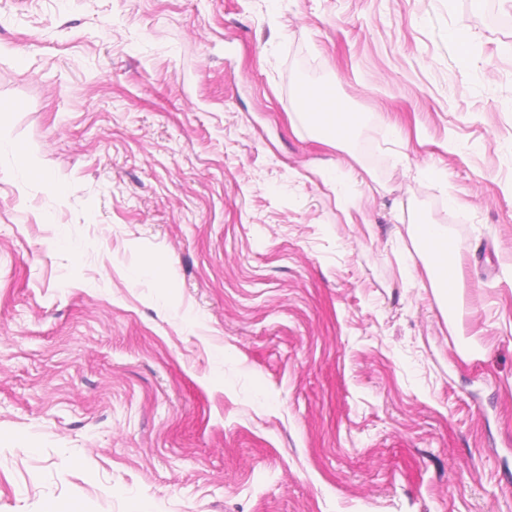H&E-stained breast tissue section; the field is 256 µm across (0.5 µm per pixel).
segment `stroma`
Segmentation results:
<instances>
[{"label": "stroma", "mask_w": 512, "mask_h": 512, "mask_svg": "<svg viewBox=\"0 0 512 512\" xmlns=\"http://www.w3.org/2000/svg\"><path fill=\"white\" fill-rule=\"evenodd\" d=\"M303 86L363 114L347 151ZM412 220L462 246L457 323ZM0 512H512V26L0 0ZM351 166L348 163L343 161L336 162V171L333 170L326 174V178L330 181L336 180V187H341L337 191V199L339 205L345 210L352 206V203L356 197L355 193L352 191L351 186L357 184L356 179H354L353 174L350 170Z\"/></svg>", "instance_id": "1"}]
</instances>
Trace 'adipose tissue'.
I'll use <instances>...</instances> for the list:
<instances>
[{
	"label": "adipose tissue",
	"instance_id": "1",
	"mask_svg": "<svg viewBox=\"0 0 512 512\" xmlns=\"http://www.w3.org/2000/svg\"><path fill=\"white\" fill-rule=\"evenodd\" d=\"M297 121L324 143L343 148L359 131L362 116L349 111L336 99L316 98L303 101ZM410 237L423 256V268L447 313L457 307L455 290L459 278V243L449 240L446 230L437 224H412Z\"/></svg>",
	"mask_w": 512,
	"mask_h": 512
}]
</instances>
